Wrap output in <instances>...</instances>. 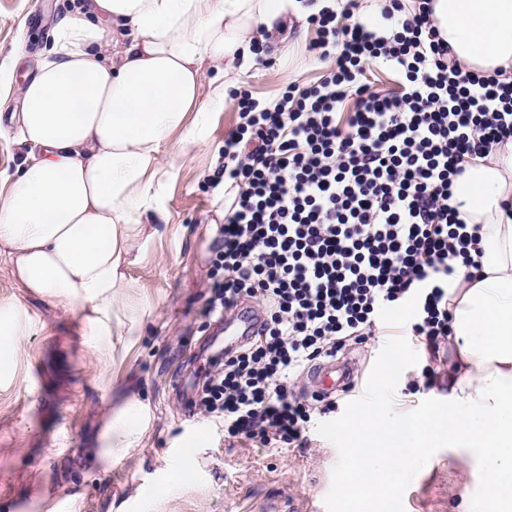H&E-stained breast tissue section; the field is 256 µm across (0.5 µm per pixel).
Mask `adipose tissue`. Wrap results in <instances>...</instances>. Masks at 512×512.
<instances>
[{"label": "adipose tissue", "mask_w": 512, "mask_h": 512, "mask_svg": "<svg viewBox=\"0 0 512 512\" xmlns=\"http://www.w3.org/2000/svg\"><path fill=\"white\" fill-rule=\"evenodd\" d=\"M287 9L288 0H82L55 23L16 117L34 155L0 177V261L29 293L79 309L97 375L127 328L126 270L147 219L179 161L207 143L228 73L250 65ZM431 19L457 60L512 81V0H433ZM208 64L222 82L205 84ZM453 201L480 225L484 257L453 299L448 404L364 419L378 439L352 451L350 501L385 498L412 453L445 448L471 456L493 512H512V141L466 165ZM142 424L143 405L130 399L110 413L100 441L139 447Z\"/></svg>", "instance_id": "obj_1"}]
</instances>
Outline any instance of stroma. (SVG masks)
I'll return each instance as SVG.
<instances>
[{"label": "stroma", "instance_id": "obj_1", "mask_svg": "<svg viewBox=\"0 0 512 512\" xmlns=\"http://www.w3.org/2000/svg\"><path fill=\"white\" fill-rule=\"evenodd\" d=\"M76 0H0V116L18 111L30 79L27 60L51 47L50 28ZM307 21L289 19L287 43L263 44L272 65L237 74L253 96L273 99L291 81H315L325 68L306 49ZM238 121L234 104L211 118L205 148L179 163L163 202L165 221L141 245L128 270V300L140 310L132 336L113 339L112 375L94 377L78 314L56 312L27 294L0 263V299L29 322L14 360L0 358V512H461L480 498L483 477L470 456L426 448L398 478L385 504L344 500L341 485L355 461L351 431L361 411L387 406L420 415L446 403L447 373L431 390L416 387L428 364L411 337L378 336L348 349L356 387L333 412L312 413L300 441L266 448L227 438L190 405L196 372L219 333L205 307L210 296L211 228L224 218V138ZM403 361H394V353ZM144 405L140 447L109 455L99 435L109 410L126 398ZM175 489H168L170 478Z\"/></svg>", "mask_w": 512, "mask_h": 512}]
</instances>
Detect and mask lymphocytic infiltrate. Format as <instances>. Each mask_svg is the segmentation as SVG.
<instances>
[{
  "instance_id": "obj_1",
  "label": "lymphocytic infiltrate",
  "mask_w": 512,
  "mask_h": 512,
  "mask_svg": "<svg viewBox=\"0 0 512 512\" xmlns=\"http://www.w3.org/2000/svg\"><path fill=\"white\" fill-rule=\"evenodd\" d=\"M328 68L272 100L232 92L224 139V221L213 227L206 310L257 303L260 330L211 356L196 408L230 437L292 444L312 405L296 381L312 362L367 343L388 310L412 336H453L448 290L479 267V225L451 203L464 163L512 140V82L452 58L432 0H385L364 21L337 0H295ZM398 94L373 90L367 66Z\"/></svg>"
}]
</instances>
